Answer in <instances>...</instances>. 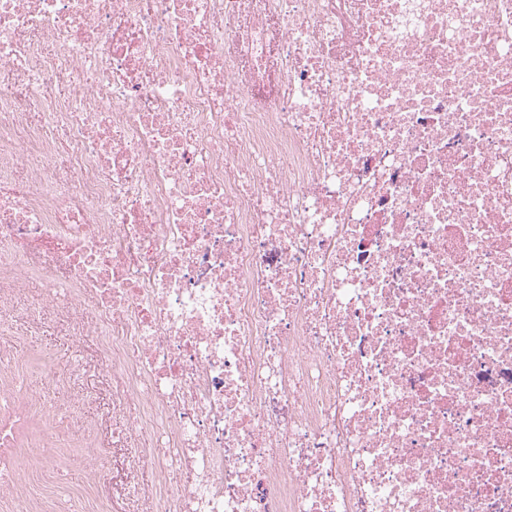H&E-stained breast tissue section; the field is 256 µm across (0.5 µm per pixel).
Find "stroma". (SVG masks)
Instances as JSON below:
<instances>
[{"label":"stroma","instance_id":"35a3bbf8","mask_svg":"<svg viewBox=\"0 0 512 512\" xmlns=\"http://www.w3.org/2000/svg\"><path fill=\"white\" fill-rule=\"evenodd\" d=\"M68 287L65 273L49 280L35 271L23 292L0 288V348L11 361L0 383L38 393L65 429L52 450L56 478L38 498L44 512H151L153 469L133 461L136 448L149 446V436L129 438L130 411L116 396L122 380L113 377L101 339L80 333L93 304L75 313L65 303ZM0 416L15 431L5 454L14 469L24 468L42 440V425L6 401Z\"/></svg>","mask_w":512,"mask_h":512}]
</instances>
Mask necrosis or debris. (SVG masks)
Listing matches in <instances>:
<instances>
[{"label":"necrosis or debris","instance_id":"necrosis-or-debris-1","mask_svg":"<svg viewBox=\"0 0 512 512\" xmlns=\"http://www.w3.org/2000/svg\"><path fill=\"white\" fill-rule=\"evenodd\" d=\"M32 254L153 512H512V0H0Z\"/></svg>","mask_w":512,"mask_h":512}]
</instances>
